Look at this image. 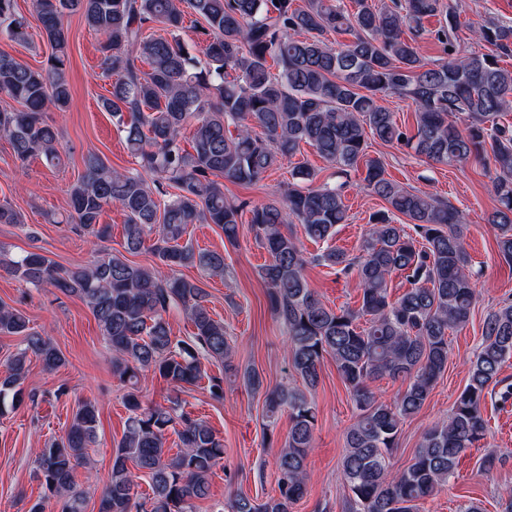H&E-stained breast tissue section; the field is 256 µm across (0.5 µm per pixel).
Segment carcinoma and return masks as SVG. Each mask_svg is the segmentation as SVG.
I'll return each instance as SVG.
<instances>
[{"mask_svg":"<svg viewBox=\"0 0 512 512\" xmlns=\"http://www.w3.org/2000/svg\"><path fill=\"white\" fill-rule=\"evenodd\" d=\"M32 7L52 48L46 65L32 69L0 51V95L22 106L0 111V136L10 140L16 160L58 158V133L44 114L50 106L62 110L70 103L66 19L77 15L88 30L104 36L102 64L114 79L101 108L123 123L126 148L140 167L121 172L88 153L83 175L69 189L71 221L96 241L110 236L109 225L100 223L105 208L124 212V252L104 250L93 264L74 268H59L35 251L5 262L19 280L80 298L112 347V374L130 385L128 416L99 512H194V501L209 497V477L224 459V440L177 402H144L137 384L141 373L151 371L177 387L195 385L205 377L203 358L232 368L224 323L212 317L202 282L173 274L176 267L222 274L224 253L180 240L191 224H215L225 242L236 244L239 207L224 198L217 178L257 182L303 143L345 174L365 167L364 188L384 200L387 210L372 216L360 256L351 258L339 248L320 255L325 264L353 274L360 289L358 307L336 309L309 288L307 256L284 226L295 218L310 240L333 238L347 218L342 189L315 184L316 171L302 164L291 176L305 186L251 210L250 230L269 255L259 271L268 306L286 326L287 356L303 388L282 384L266 393L269 424L283 409L290 420L275 459L276 494L258 500L239 492L228 512H292L306 495L316 422L308 393L316 390L327 356L356 411L340 470L349 512H415L455 477L461 456L486 436L484 401L512 358V302L487 314L481 348L448 419L423 434L406 468L392 470L389 459L401 426L424 407L447 368L448 332L469 320L477 292L462 212L387 178L381 159L367 156L368 138L396 142L435 163L474 160L488 168L498 202L490 223L497 229L500 257L512 266V127L499 122L512 110V70L500 66V56L512 53V26L475 29L489 52L459 57L460 22L444 0H392L381 8L358 0L354 13L335 0H32ZM187 9L204 21L203 61L185 53L180 42ZM429 17L439 18L435 37L448 55L441 65L426 62L416 43ZM154 24L167 36L147 33ZM329 32H348L353 40L335 46L327 42ZM26 38L27 21L16 13L15 0H0V39ZM387 94L412 99L414 131L403 130L380 104ZM457 114L468 118L462 130L452 120ZM191 119L187 149L182 132ZM249 120L263 136L253 134ZM230 122L236 123L234 134L227 133ZM395 214L414 225L415 235L393 223ZM145 248L157 259L154 265L126 258ZM394 274L411 288L393 300L388 282ZM174 312L193 324L189 339L172 338ZM0 333L23 339L0 377L1 414L6 399L13 409L23 402L28 355L51 371L64 366L65 358L49 336L29 327L21 311L3 304ZM380 379L402 382L393 401L370 389ZM97 427L96 406L82 403L66 436L38 449L44 496L30 512H44L51 498L63 502V512H85L74 472L80 466L93 470L88 449ZM170 430L181 445L174 454L165 447ZM131 464L148 477L150 493L139 495Z\"/></svg>","mask_w":512,"mask_h":512,"instance_id":"1","label":"carcinoma"}]
</instances>
